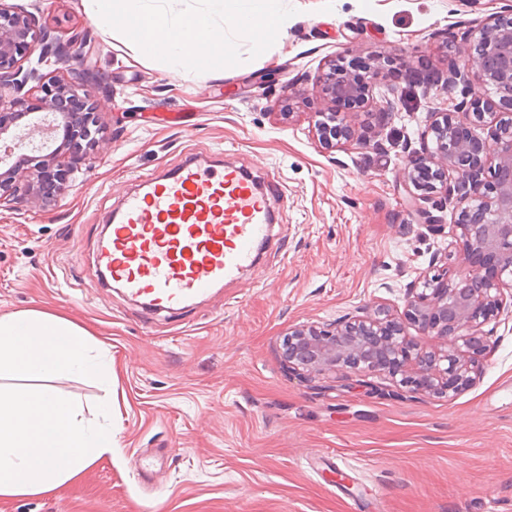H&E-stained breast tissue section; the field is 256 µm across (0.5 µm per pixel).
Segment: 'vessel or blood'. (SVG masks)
I'll return each instance as SVG.
<instances>
[{
	"label": "vessel or blood",
	"mask_w": 512,
	"mask_h": 512,
	"mask_svg": "<svg viewBox=\"0 0 512 512\" xmlns=\"http://www.w3.org/2000/svg\"><path fill=\"white\" fill-rule=\"evenodd\" d=\"M277 183L272 173L261 183L197 159L145 177L112 214L97 262L131 299L177 311L254 265L274 222Z\"/></svg>",
	"instance_id": "b4317fda"
}]
</instances>
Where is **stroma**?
Here are the masks:
<instances>
[{
	"mask_svg": "<svg viewBox=\"0 0 512 512\" xmlns=\"http://www.w3.org/2000/svg\"><path fill=\"white\" fill-rule=\"evenodd\" d=\"M65 39L87 33L78 69L100 112V146L72 186L0 209V316L37 308L96 339L108 378L61 374L52 386L95 408L111 400L112 455L36 499L0 512H512V318L483 324L491 345L477 383L427 397L355 374L287 373L289 328L358 308L405 309L410 283L443 273L458 251L455 203L441 231L408 197L404 171L437 106L434 90L392 82L404 101L330 104L319 75L341 61L449 77L466 34L506 0H284L296 13L257 58L193 73L145 55L85 0H7ZM344 112L356 141L322 147L319 113ZM275 171L278 222L257 263L189 307L153 313L100 276L97 254L135 175L187 155ZM350 463L349 476L339 472Z\"/></svg>",
	"mask_w": 512,
	"mask_h": 512,
	"instance_id": "stroma-1",
	"label": "stroma"
}]
</instances>
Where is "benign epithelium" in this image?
Segmentation results:
<instances>
[{"mask_svg": "<svg viewBox=\"0 0 512 512\" xmlns=\"http://www.w3.org/2000/svg\"><path fill=\"white\" fill-rule=\"evenodd\" d=\"M473 53L455 68L454 81L442 87L448 95L445 111L429 113L422 137L435 141L437 152L410 161L406 181L424 223L438 227L439 217L427 204L432 195L443 201L456 197L464 204L459 222V256L447 277H434L423 287L405 293L404 316L427 339L423 347L406 336L399 318L383 308L362 307L359 314L326 327L299 325L288 331L282 343V358L288 370L308 377L344 372L366 376L382 375L401 387L434 397H447L471 386L481 372L487 353L484 323L502 314H512V120L497 118V112H512V16H496L468 33ZM83 37L63 41L36 26L28 17L11 10L0 0V114L27 117L50 113L60 144L36 154L25 153L27 142L17 140L7 125H0V185L11 182L20 170L47 175L55 165L69 164L70 174L81 170L84 157L63 153L71 140L76 108L84 102V85L94 73L83 69L81 81L57 76L72 69L74 44ZM50 69L52 76L44 70ZM474 74L480 86L495 89L498 100L476 95L457 102L453 85ZM48 79L69 106L50 103L24 104L18 94L31 81ZM383 81L376 68L368 76L351 74L336 78L332 69L322 77V93L330 101L355 96L363 100ZM494 125L490 139L472 129V121ZM320 144L354 140L350 121L334 112L325 114L315 126ZM491 180H485V170ZM30 195L24 184L14 185L3 196L0 207H8Z\"/></svg>", "mask_w": 512, "mask_h": 512, "instance_id": "7a95c632", "label": "benign epithelium"}]
</instances>
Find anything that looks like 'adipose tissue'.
I'll return each mask as SVG.
<instances>
[{
    "instance_id": "ef3b65f1",
    "label": "adipose tissue",
    "mask_w": 512,
    "mask_h": 512,
    "mask_svg": "<svg viewBox=\"0 0 512 512\" xmlns=\"http://www.w3.org/2000/svg\"><path fill=\"white\" fill-rule=\"evenodd\" d=\"M90 333L42 309L0 317V498L54 490L111 454L112 427L93 425L80 404L54 387L17 384L20 376H95L104 364L89 354Z\"/></svg>"
}]
</instances>
